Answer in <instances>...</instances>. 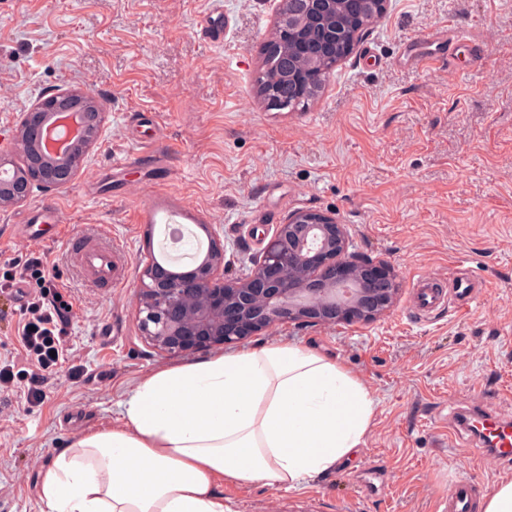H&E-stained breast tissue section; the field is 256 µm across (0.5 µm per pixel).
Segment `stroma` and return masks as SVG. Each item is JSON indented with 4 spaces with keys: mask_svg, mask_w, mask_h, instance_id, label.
Masks as SVG:
<instances>
[{
    "mask_svg": "<svg viewBox=\"0 0 512 512\" xmlns=\"http://www.w3.org/2000/svg\"><path fill=\"white\" fill-rule=\"evenodd\" d=\"M280 0H0V139L40 97L79 88L106 111L100 142L64 188L33 189L0 209V269L39 257L73 298L65 365L47 397L13 394L0 411V512H46L43 473L59 448L111 426L148 374L186 363L158 353L137 321L136 290L162 225L140 220L145 188L189 201L224 234L228 275L246 272L299 210L335 216L361 256L385 262L400 294L362 324L280 325L244 348L287 342L335 359L376 405L364 443L297 488L220 483L232 512H443L460 476L479 495L512 466L448 445L450 406L476 397L512 414V0H389L330 72L305 113L257 96L260 48ZM224 14V40L200 34ZM446 26L464 41L453 66L405 52ZM135 165L113 168L116 159ZM66 224L54 238L18 232L42 202ZM104 227L129 267L118 288L86 280L72 239ZM477 303L412 313L422 275L459 264Z\"/></svg>",
    "mask_w": 512,
    "mask_h": 512,
    "instance_id": "1",
    "label": "stroma"
}]
</instances>
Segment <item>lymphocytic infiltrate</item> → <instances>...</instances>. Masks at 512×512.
<instances>
[{
  "label": "lymphocytic infiltrate",
  "instance_id": "f902f5d3",
  "mask_svg": "<svg viewBox=\"0 0 512 512\" xmlns=\"http://www.w3.org/2000/svg\"><path fill=\"white\" fill-rule=\"evenodd\" d=\"M36 284L24 317L17 327V340L24 351L26 368L15 373L13 364L0 363V393H22L26 403L39 405L45 398V381L68 352L66 339L71 325L67 305L72 297L60 291L46 273L41 259L34 258L0 272V288Z\"/></svg>",
  "mask_w": 512,
  "mask_h": 512
}]
</instances>
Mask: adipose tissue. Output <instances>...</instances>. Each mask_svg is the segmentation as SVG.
Masks as SVG:
<instances>
[{"instance_id":"1","label":"adipose tissue","mask_w":512,"mask_h":512,"mask_svg":"<svg viewBox=\"0 0 512 512\" xmlns=\"http://www.w3.org/2000/svg\"><path fill=\"white\" fill-rule=\"evenodd\" d=\"M374 398L340 364L267 344L155 371L115 426L60 449L47 512H231L218 480L292 489L361 447Z\"/></svg>"}]
</instances>
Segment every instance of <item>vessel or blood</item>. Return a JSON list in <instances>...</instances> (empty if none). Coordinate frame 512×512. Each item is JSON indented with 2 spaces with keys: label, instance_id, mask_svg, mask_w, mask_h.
I'll return each instance as SVG.
<instances>
[{
  "label": "vessel or blood",
  "instance_id": "obj_1",
  "mask_svg": "<svg viewBox=\"0 0 512 512\" xmlns=\"http://www.w3.org/2000/svg\"><path fill=\"white\" fill-rule=\"evenodd\" d=\"M201 34L204 39L219 43L224 39V15L212 12L205 16ZM459 37L451 31L436 29L426 34L424 42L429 46L439 47L440 55L427 56L428 64H446L451 57ZM142 218L151 224H194L205 223L206 218L190 206H168L157 202L145 204ZM120 250L114 246L111 237L104 231L97 230L81 239L75 249L74 258L82 275L89 281L105 282L111 286L123 285L128 276L126 266L119 262ZM478 298V291L470 279H445L438 276H422L412 285L410 307L418 315L433 313L449 301H458L469 305ZM451 430L456 434H468L473 439L483 440L481 455L489 457L499 464L512 462V419L502 417L494 408L476 407L467 416H459L457 411H450ZM477 491L469 478L459 479L447 498L448 512H475Z\"/></svg>",
  "mask_w": 512,
  "mask_h": 512
}]
</instances>
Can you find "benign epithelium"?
<instances>
[{
  "label": "benign epithelium",
  "instance_id": "1",
  "mask_svg": "<svg viewBox=\"0 0 512 512\" xmlns=\"http://www.w3.org/2000/svg\"><path fill=\"white\" fill-rule=\"evenodd\" d=\"M275 27L314 60L336 46V0H300L279 14ZM267 83L282 79L277 48L265 52ZM80 117V144L62 146L65 134L51 119ZM103 103L79 89L40 98L13 130L12 150L26 160L21 178L0 177V209L27 199L33 188L67 186L100 139ZM208 247L188 271L165 259L146 263L137 289L144 339L161 354L223 348L283 323L368 324L396 302L399 288L387 264L349 252L345 225L314 211H296L276 231L260 258L235 278L224 276V240L202 225Z\"/></svg>",
  "mask_w": 512,
  "mask_h": 512
}]
</instances>
